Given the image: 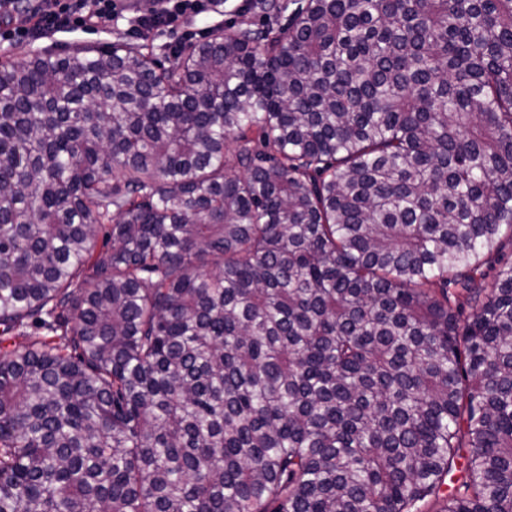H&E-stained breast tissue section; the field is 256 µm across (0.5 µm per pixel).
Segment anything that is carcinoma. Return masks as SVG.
<instances>
[{"label":"carcinoma","instance_id":"1","mask_svg":"<svg viewBox=\"0 0 512 512\" xmlns=\"http://www.w3.org/2000/svg\"><path fill=\"white\" fill-rule=\"evenodd\" d=\"M504 238L512 0L0 65V512H512Z\"/></svg>","mask_w":512,"mask_h":512}]
</instances>
